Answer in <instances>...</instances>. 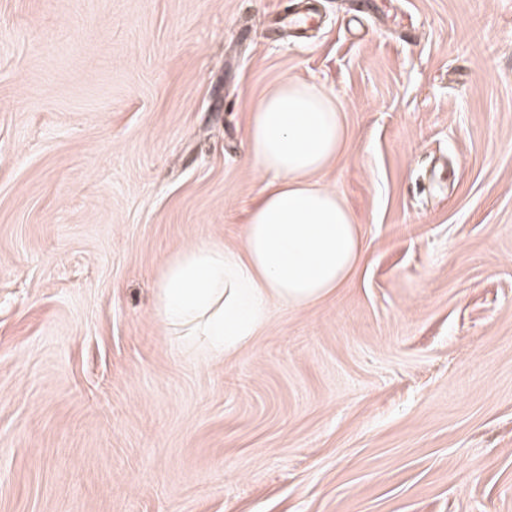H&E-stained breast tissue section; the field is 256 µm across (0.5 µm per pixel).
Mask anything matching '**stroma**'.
Masks as SVG:
<instances>
[{
	"label": "stroma",
	"mask_w": 512,
	"mask_h": 512,
	"mask_svg": "<svg viewBox=\"0 0 512 512\" xmlns=\"http://www.w3.org/2000/svg\"><path fill=\"white\" fill-rule=\"evenodd\" d=\"M289 78L367 253L204 360L156 285ZM0 512H512V0H0Z\"/></svg>",
	"instance_id": "1"
}]
</instances>
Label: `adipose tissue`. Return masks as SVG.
<instances>
[{
  "instance_id": "adipose-tissue-1",
  "label": "adipose tissue",
  "mask_w": 512,
  "mask_h": 512,
  "mask_svg": "<svg viewBox=\"0 0 512 512\" xmlns=\"http://www.w3.org/2000/svg\"><path fill=\"white\" fill-rule=\"evenodd\" d=\"M265 180L235 247L201 243L163 265L156 312L162 325L207 341L229 359L268 327L274 308H313L350 283L366 254L357 219L314 176L346 141L342 114L322 87L287 81L254 107L246 128Z\"/></svg>"
}]
</instances>
